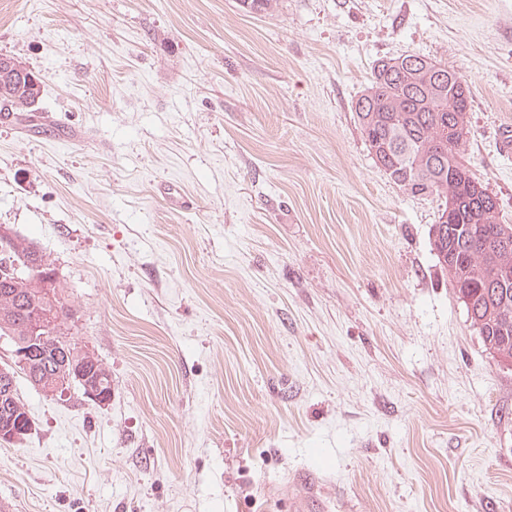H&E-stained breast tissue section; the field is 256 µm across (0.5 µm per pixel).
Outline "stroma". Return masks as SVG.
<instances>
[{"mask_svg":"<svg viewBox=\"0 0 512 512\" xmlns=\"http://www.w3.org/2000/svg\"><path fill=\"white\" fill-rule=\"evenodd\" d=\"M407 53L467 80L465 158L512 224V0H0L47 120L0 122V224L112 374L102 409L19 380L0 512H289L304 474L332 512H512V367L354 112Z\"/></svg>","mask_w":512,"mask_h":512,"instance_id":"obj_1","label":"stroma"}]
</instances>
